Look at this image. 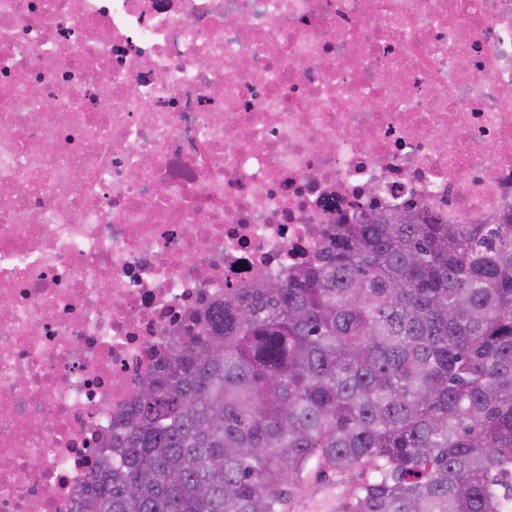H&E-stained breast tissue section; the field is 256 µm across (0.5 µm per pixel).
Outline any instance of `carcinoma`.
Here are the masks:
<instances>
[{
	"label": "carcinoma",
	"instance_id": "cac0c4a2",
	"mask_svg": "<svg viewBox=\"0 0 512 512\" xmlns=\"http://www.w3.org/2000/svg\"><path fill=\"white\" fill-rule=\"evenodd\" d=\"M78 512H502L512 497V213L361 210L312 262L228 286L112 418ZM321 488V493L316 489ZM344 494V487L336 481V477L329 476L320 482L313 481L309 490L300 499L301 509L294 512H336V499ZM335 507V509H334Z\"/></svg>",
	"mask_w": 512,
	"mask_h": 512
}]
</instances>
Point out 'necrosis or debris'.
I'll return each instance as SVG.
<instances>
[{"mask_svg":"<svg viewBox=\"0 0 512 512\" xmlns=\"http://www.w3.org/2000/svg\"><path fill=\"white\" fill-rule=\"evenodd\" d=\"M356 203L512 211V0H0V512Z\"/></svg>","mask_w":512,"mask_h":512,"instance_id":"1","label":"necrosis or debris"}]
</instances>
